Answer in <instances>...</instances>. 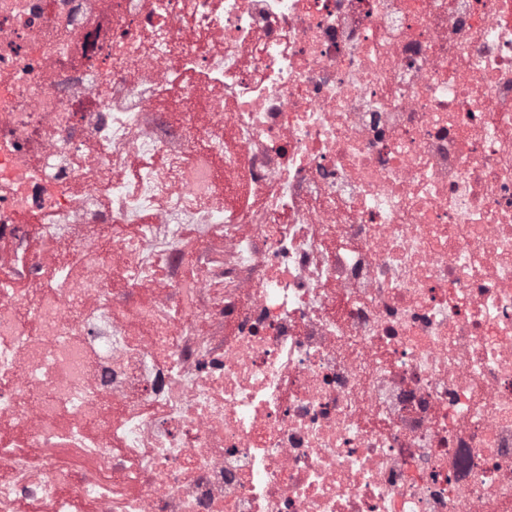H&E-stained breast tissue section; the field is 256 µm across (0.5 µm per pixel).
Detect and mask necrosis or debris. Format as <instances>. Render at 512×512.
Masks as SVG:
<instances>
[{
    "label": "necrosis or debris",
    "mask_w": 512,
    "mask_h": 512,
    "mask_svg": "<svg viewBox=\"0 0 512 512\" xmlns=\"http://www.w3.org/2000/svg\"><path fill=\"white\" fill-rule=\"evenodd\" d=\"M0 512H512V0H0Z\"/></svg>",
    "instance_id": "4bbe7bcc"
}]
</instances>
